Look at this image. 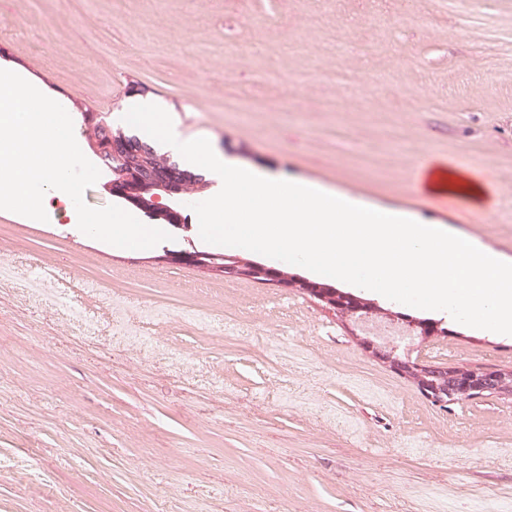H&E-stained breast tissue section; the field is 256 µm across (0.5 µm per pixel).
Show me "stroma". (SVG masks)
Wrapping results in <instances>:
<instances>
[{"instance_id": "1", "label": "stroma", "mask_w": 512, "mask_h": 512, "mask_svg": "<svg viewBox=\"0 0 512 512\" xmlns=\"http://www.w3.org/2000/svg\"><path fill=\"white\" fill-rule=\"evenodd\" d=\"M302 51H295L294 43ZM0 68L123 124L131 97L235 165L399 210L512 263V0H0ZM274 108H261L268 94ZM342 102L336 112L321 99ZM487 198L425 195L430 161ZM0 210V512H506L512 399L439 410L302 291ZM443 321L423 363L512 369Z\"/></svg>"}]
</instances>
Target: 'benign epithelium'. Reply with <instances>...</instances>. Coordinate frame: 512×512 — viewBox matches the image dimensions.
Here are the masks:
<instances>
[{
    "mask_svg": "<svg viewBox=\"0 0 512 512\" xmlns=\"http://www.w3.org/2000/svg\"><path fill=\"white\" fill-rule=\"evenodd\" d=\"M135 179L139 183L135 198L129 189L122 187L120 181L109 182L108 190L112 196L133 203L136 209L151 220L163 218L173 222L178 230L188 229L180 210L184 208L186 195L189 194L186 182L194 181L196 177L181 172L178 165L169 160L165 174L137 175ZM167 256L192 265L207 266L226 278H249L259 283L288 285L279 271L261 262L244 264L221 252L201 250L189 236L183 237L181 249L169 250ZM313 297L325 303V309L342 318L357 312H369V308L351 294L315 292ZM362 345L373 357L410 380L426 401L441 410L447 409L450 404L486 395L512 397V369L434 367L412 359L407 352L398 353L395 347L381 346L368 339L362 340Z\"/></svg>",
    "mask_w": 512,
    "mask_h": 512,
    "instance_id": "benign-epithelium-1",
    "label": "benign epithelium"
}]
</instances>
